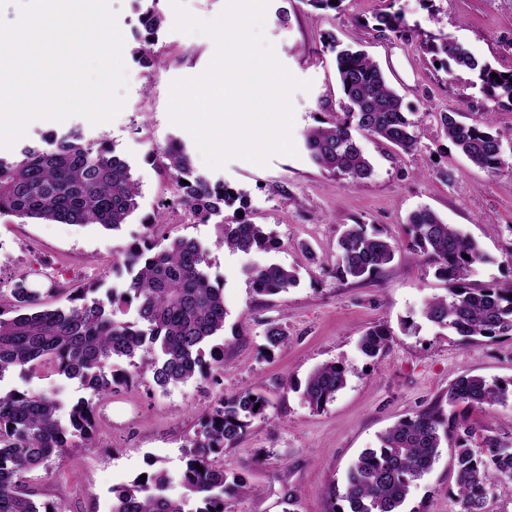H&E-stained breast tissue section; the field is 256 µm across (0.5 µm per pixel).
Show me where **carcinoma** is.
Wrapping results in <instances>:
<instances>
[{
	"label": "carcinoma",
	"instance_id": "carcinoma-1",
	"mask_svg": "<svg viewBox=\"0 0 512 512\" xmlns=\"http://www.w3.org/2000/svg\"><path fill=\"white\" fill-rule=\"evenodd\" d=\"M375 21V30L383 34L397 33L401 27L394 13H380ZM140 22L144 35L134 53L149 67L160 59L154 45L164 17L150 8ZM331 51L347 99V120L308 129L302 135L303 147L317 165L362 180L372 167L350 126L408 152L417 144L415 123L380 68L362 51L336 43ZM428 51L440 65L474 74L475 84L491 99L512 103V72L495 71L445 36L432 38ZM457 116L440 114L448 140L478 167L496 170L502 138L491 132L486 120L467 124ZM165 156L179 191L176 203L200 220L220 215L242 199L235 190L197 173L180 142L172 141ZM138 196L139 183L129 164L104 138L87 143L77 131L55 133L13 159L0 157V215L115 230L137 209ZM161 225L162 218L154 219L149 224L152 233L125 252V287L112 289L105 300L96 296V281L69 295L56 284L43 294L30 288L24 277L10 288L9 304L0 303V382L14 371L22 376L47 372L77 379L88 390V396L69 404L64 418L53 392L0 390V512H65L61 502L36 501L27 478L40 468L49 469L52 459L67 450L96 447L100 403L130 379L129 374L112 370L115 361L126 359L136 369L151 371L154 384L162 389L206 379L221 362L219 339L227 316L224 284L212 280L206 250L197 241L154 233ZM407 226L413 248L432 257L438 276L448 284L447 296L426 301L423 317L469 338L512 336V282L482 288L467 283L472 266L481 259L477 244L427 207L412 212ZM222 243L225 249L244 254L273 249L264 227L240 217L238 208L231 221L222 223ZM396 251V245L378 231L349 224L339 240L337 273L346 279L375 277L394 260ZM246 273L251 290L260 296L278 295L298 284L296 272L278 263H253ZM46 294L63 295L67 304L49 303ZM124 310L134 311V318L117 317ZM390 336L388 326H372L361 336L359 349L374 358ZM265 340L271 352L286 343L287 335L274 324ZM346 384V368L325 363L308 375L302 396L318 410ZM510 399L512 381H489L481 375L462 376L448 389L450 405L493 406ZM268 406L266 397L250 390L219 399L200 414L183 471L174 477L158 469L144 482L137 477L112 488L109 512H226L229 501L249 488L215 464L212 455L235 444ZM471 434L464 421L448 417L439 407L398 421L381 435L379 446L364 449L348 468L343 492L334 484L325 488L326 512H401L415 482L439 457L444 439L454 442L460 512H487L488 487L512 480V436H488L475 450L469 445ZM176 482L184 489L180 498L169 494Z\"/></svg>",
	"mask_w": 512,
	"mask_h": 512
}]
</instances>
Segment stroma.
Wrapping results in <instances>:
<instances>
[{
    "label": "stroma",
    "mask_w": 512,
    "mask_h": 512,
    "mask_svg": "<svg viewBox=\"0 0 512 512\" xmlns=\"http://www.w3.org/2000/svg\"><path fill=\"white\" fill-rule=\"evenodd\" d=\"M109 4L125 41L123 109L97 125L80 115L53 127L36 120L20 143L71 130L88 142L107 139L140 185L138 208L113 231L0 215V289L10 290L23 275L30 287L46 288L39 273L47 268L64 287L93 279L107 289L121 287L113 260L160 214L167 235L206 247L211 274L223 280L224 361L213 383L192 380L163 390L145 374L120 387L104 407L97 448L63 454L57 474L48 479L35 472L31 487L38 501H63L67 512H108L113 486L159 468L179 473L202 411L220 395L249 389L267 396L270 405L219 457L250 489L228 512H325L324 488L343 482L349 466L363 449L377 447L386 428L446 404L449 386L461 376L512 379V336L471 339L423 318L425 301L445 294L447 285L426 255L410 250L405 226L412 211L431 208L478 243L482 259L473 265L470 283L512 281V105L473 88L469 72L434 67L424 47L429 37L445 35L495 68L512 70V0H338L332 10L316 9L308 0H270L267 40L281 64L312 83L291 97L294 141L308 128L344 117L328 45L332 38L369 54L415 123L418 143L409 153L354 131L373 165L371 176L357 181L318 167L302 149L293 156L274 155L264 167L242 159L221 169L208 167L190 134L170 123L168 102L173 80L206 69L213 40L174 31L170 0ZM152 5L165 21L157 34L160 60L146 68L133 49L138 18ZM384 11L400 16L404 36L375 31V17ZM450 110L469 123L490 115L503 142L496 171L475 166L444 136L438 117ZM174 139L189 151L198 173L242 193L248 218L263 225L277 249L229 252L220 242L219 218L203 223L182 207L168 208L176 186L163 151ZM347 224L374 227L397 244L394 261L378 277L360 282L337 275L338 239ZM257 261L295 268L298 286L274 297L253 294L245 270ZM271 321L286 331L288 341L269 352L264 345ZM383 323L393 332L389 348L379 357H365L360 337ZM330 361L344 364L347 384L333 402L312 409L299 387L314 368ZM14 388L55 391L67 402L85 395L78 381L45 372L0 381L2 390ZM453 412L473 426V446L487 436L512 434V403L460 405ZM453 455V447L443 446L402 512H460Z\"/></svg>",
    "instance_id": "stroma-1"
}]
</instances>
